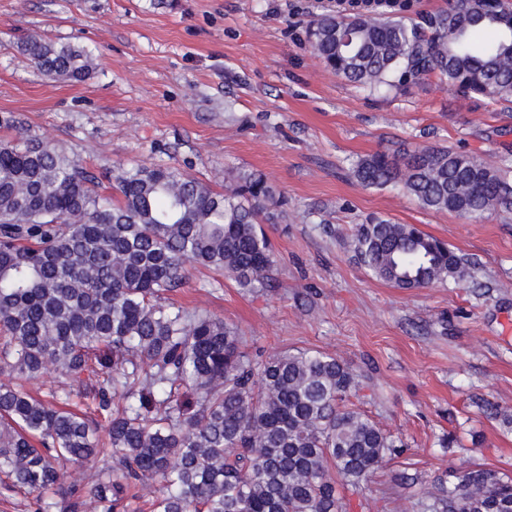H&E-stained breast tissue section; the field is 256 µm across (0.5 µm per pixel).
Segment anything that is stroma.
I'll list each match as a JSON object with an SVG mask.
<instances>
[{"mask_svg":"<svg viewBox=\"0 0 512 512\" xmlns=\"http://www.w3.org/2000/svg\"><path fill=\"white\" fill-rule=\"evenodd\" d=\"M358 10L353 0H0V140L72 149L109 197L117 169L136 164L168 163L218 191L228 171L262 174L285 197L262 224L273 288L198 267L173 298L235 328L256 361L318 350L348 364L359 382L348 407L403 445L349 512H422L449 470L512 473V430L484 408L512 415V212L427 210L351 170L377 151L425 146L512 166V102L436 73L382 94L337 77L306 28ZM30 35L84 46L91 75H43L18 49ZM9 116L20 128L4 125ZM370 216L446 241L472 279L405 290L375 278L352 246Z\"/></svg>","mask_w":512,"mask_h":512,"instance_id":"1","label":"stroma"}]
</instances>
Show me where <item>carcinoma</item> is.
Wrapping results in <instances>:
<instances>
[{
	"label": "carcinoma",
	"instance_id": "carcinoma-1",
	"mask_svg": "<svg viewBox=\"0 0 512 512\" xmlns=\"http://www.w3.org/2000/svg\"><path fill=\"white\" fill-rule=\"evenodd\" d=\"M429 32L394 14L325 13L309 24L316 55L372 91L437 72L461 92L512 102V8L448 0ZM493 33L477 46L472 32ZM20 49L43 74L82 81L90 53L31 36ZM366 187L399 185L429 210L512 211L500 165L426 147L357 162ZM120 198L93 189L79 159L22 136L0 141V374L31 380L53 369L94 419L0 384V473L31 512H128L149 482L151 512H345L337 485L357 489L398 445L344 404L355 375L337 358L284 352L258 363L220 318L166 303L189 268L224 272L241 288L272 287L273 251L259 221L281 193L237 171L217 191L172 165L115 176ZM353 251L396 288L459 285L467 260L414 224L373 217ZM126 405L112 409V394ZM101 465L72 484L64 466ZM336 469L331 477L330 468ZM423 512H512V475L475 466L427 492Z\"/></svg>",
	"mask_w": 512,
	"mask_h": 512
}]
</instances>
